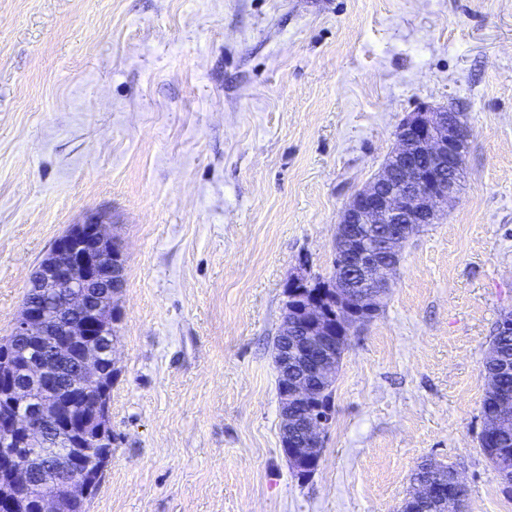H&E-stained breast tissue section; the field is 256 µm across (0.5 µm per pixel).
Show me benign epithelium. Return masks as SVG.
<instances>
[{
	"instance_id": "benign-epithelium-1",
	"label": "benign epithelium",
	"mask_w": 512,
	"mask_h": 512,
	"mask_svg": "<svg viewBox=\"0 0 512 512\" xmlns=\"http://www.w3.org/2000/svg\"><path fill=\"white\" fill-rule=\"evenodd\" d=\"M396 150L374 180L358 191L339 217L336 240L344 241L342 265L360 274L357 288L340 289L346 311L333 317L324 296L312 294L298 308L299 320L283 314L278 338L302 334V343L279 353L282 387L279 427L282 452L293 472L311 460L322 459L323 432L328 421L318 413L320 385L334 381L336 354L330 343L340 330L352 331L372 320L378 299L389 291L385 278L396 265L404 238L390 231L375 232L381 224H430L441 204L456 198L467 149V127L460 115L448 117V108L418 106L400 124ZM126 258L116 238L100 218L75 224L59 236L45 256L39 279L48 295L25 306L14 325L15 336H50L58 373L35 370L52 387L67 381L71 391L83 390V381L96 380L105 359H114L102 344L83 343L79 355L72 347L83 336L96 335L97 317L106 314L110 299L125 284ZM11 406L0 416V430L18 432L39 444L47 432L65 437L72 427L70 410L53 400H41L23 385L6 378L0 382ZM56 476L38 481L14 455H0V512H17V502L35 491L39 512H58L60 495L84 491L96 470L84 467L75 448L61 450Z\"/></svg>"
}]
</instances>
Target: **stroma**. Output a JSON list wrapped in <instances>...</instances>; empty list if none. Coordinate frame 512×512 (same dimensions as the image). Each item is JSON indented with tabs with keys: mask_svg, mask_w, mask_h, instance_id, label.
Returning a JSON list of instances; mask_svg holds the SVG:
<instances>
[{
	"mask_svg": "<svg viewBox=\"0 0 512 512\" xmlns=\"http://www.w3.org/2000/svg\"><path fill=\"white\" fill-rule=\"evenodd\" d=\"M465 177L352 336L320 466L282 453L273 363L300 259L419 104ZM126 254L112 455L87 512H397L426 459L512 512L479 449L512 311V0H0V338L70 225Z\"/></svg>",
	"mask_w": 512,
	"mask_h": 512,
	"instance_id": "1",
	"label": "stroma"
}]
</instances>
